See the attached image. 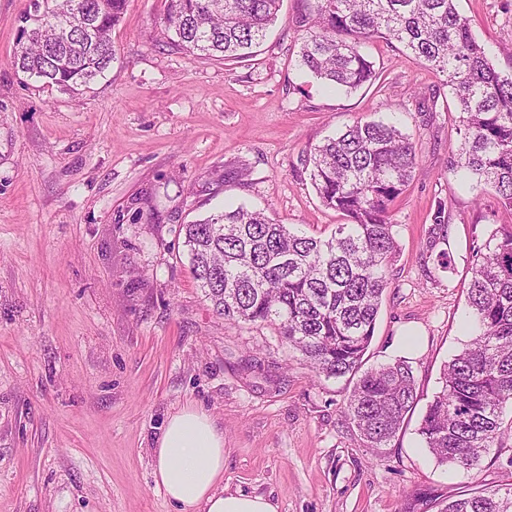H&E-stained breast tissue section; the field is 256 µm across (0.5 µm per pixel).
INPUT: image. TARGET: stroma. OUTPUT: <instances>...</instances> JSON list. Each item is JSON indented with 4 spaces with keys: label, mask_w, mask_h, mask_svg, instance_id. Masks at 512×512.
<instances>
[{
    "label": "stroma",
    "mask_w": 512,
    "mask_h": 512,
    "mask_svg": "<svg viewBox=\"0 0 512 512\" xmlns=\"http://www.w3.org/2000/svg\"><path fill=\"white\" fill-rule=\"evenodd\" d=\"M27 3L0 0V512H176L151 450L190 403L224 432L225 492L276 512H436L512 484V440L467 472L437 464L418 434L468 340L472 247L512 225L492 187L448 169L460 136L442 76L378 39L376 81L324 88L297 63L298 0L239 61L169 39L164 0H127L111 68L72 92L13 67ZM456 6L511 75L512 0ZM381 119L420 165L393 207L398 252L364 365L407 358L418 403L374 450L345 414L351 379L315 376L272 326L214 311L183 227L242 204L329 237L345 218L321 204L310 150ZM440 205L453 269L437 273L423 246Z\"/></svg>",
    "instance_id": "obj_1"
}]
</instances>
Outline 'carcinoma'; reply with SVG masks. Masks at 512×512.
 Returning <instances> with one entry per match:
<instances>
[{
  "instance_id": "cac0c4a2",
  "label": "carcinoma",
  "mask_w": 512,
  "mask_h": 512,
  "mask_svg": "<svg viewBox=\"0 0 512 512\" xmlns=\"http://www.w3.org/2000/svg\"><path fill=\"white\" fill-rule=\"evenodd\" d=\"M127 0H29L15 68L71 91L111 66L112 29ZM280 0H165L177 45L224 60L250 56L276 21ZM300 62L349 91L377 78L362 47L395 41L445 76L460 143L455 174L491 184L512 209V76L495 69L456 0H302ZM319 199L348 218L328 238L272 222L243 206L184 225L199 287L230 324L267 323L318 375L355 379L346 414L369 448L391 445L417 404L413 368L399 359L363 369L391 261V207L415 176L410 138L393 122L356 123L310 150ZM434 269H452L448 219L438 206L425 243ZM467 302L475 335L443 366L441 389L418 433L440 464L469 471L512 439V226L473 246ZM439 512H512V485L439 502Z\"/></svg>"
}]
</instances>
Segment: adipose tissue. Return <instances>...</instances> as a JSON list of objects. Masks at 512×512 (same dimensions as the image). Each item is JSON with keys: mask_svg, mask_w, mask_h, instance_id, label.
Listing matches in <instances>:
<instances>
[{"mask_svg": "<svg viewBox=\"0 0 512 512\" xmlns=\"http://www.w3.org/2000/svg\"><path fill=\"white\" fill-rule=\"evenodd\" d=\"M153 459L157 487L181 512H276L262 496L224 492V433L204 410L171 415Z\"/></svg>", "mask_w": 512, "mask_h": 512, "instance_id": "ef3b65f1", "label": "adipose tissue"}]
</instances>
